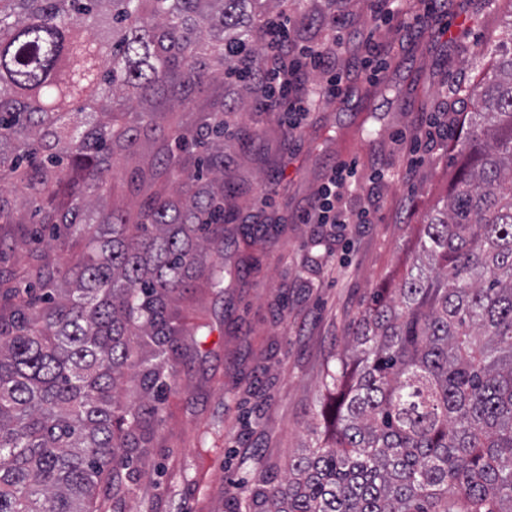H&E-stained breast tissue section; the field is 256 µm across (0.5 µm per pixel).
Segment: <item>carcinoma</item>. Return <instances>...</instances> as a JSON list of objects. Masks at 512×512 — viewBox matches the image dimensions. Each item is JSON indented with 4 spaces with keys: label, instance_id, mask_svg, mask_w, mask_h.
<instances>
[{
    "label": "carcinoma",
    "instance_id": "obj_1",
    "mask_svg": "<svg viewBox=\"0 0 512 512\" xmlns=\"http://www.w3.org/2000/svg\"><path fill=\"white\" fill-rule=\"evenodd\" d=\"M277 0H0V512H101L161 421L172 305L224 287V139L254 101ZM300 9L306 30L321 19ZM454 186L409 268L323 371L331 436L237 512H512V22ZM192 112V123L183 113ZM147 196L116 207L112 173ZM50 249L5 268L18 231ZM139 382V402L120 392Z\"/></svg>",
    "mask_w": 512,
    "mask_h": 512
}]
</instances>
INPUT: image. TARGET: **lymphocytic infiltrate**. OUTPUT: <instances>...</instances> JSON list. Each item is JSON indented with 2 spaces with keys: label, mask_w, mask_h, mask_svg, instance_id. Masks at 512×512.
<instances>
[{
  "label": "lymphocytic infiltrate",
  "mask_w": 512,
  "mask_h": 512,
  "mask_svg": "<svg viewBox=\"0 0 512 512\" xmlns=\"http://www.w3.org/2000/svg\"><path fill=\"white\" fill-rule=\"evenodd\" d=\"M334 32L332 44L309 42L306 38L295 39L290 33V18L274 20L263 31L266 52L261 66L262 81L255 95V109L259 112H280L288 119L289 128H296L297 118L310 111L316 96L341 98L346 92L345 76L336 66V51L344 49L359 61L364 71L379 76L385 63L378 44L372 36L357 37L348 33L344 18L329 17ZM321 73L325 81L321 88L309 87L312 73ZM454 117L442 113L426 119L423 135L411 137L405 146L410 166L420 165L426 154L439 140L446 138ZM356 174L352 163H340L333 168L327 181L318 189L315 202L301 220L306 224H371L375 212L364 207L354 213L336 209L334 202L341 189L351 184Z\"/></svg>",
  "instance_id": "lymphocytic-infiltrate-1"
}]
</instances>
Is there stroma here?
Here are the masks:
<instances>
[{"label": "stroma", "mask_w": 512, "mask_h": 512, "mask_svg": "<svg viewBox=\"0 0 512 512\" xmlns=\"http://www.w3.org/2000/svg\"><path fill=\"white\" fill-rule=\"evenodd\" d=\"M347 3L350 24L388 45V67L373 84L340 56L347 94L320 99L294 130L277 112L237 114L246 136L225 152L240 211L213 255L224 288L179 304L211 332L180 337L162 421L133 453L128 494L106 499V512H233L260 478L284 475L332 426L322 373L338 344L376 296H394L425 214L448 192L452 142L410 174L395 138L412 136L422 114L471 111L466 91L490 67L512 0H448L425 26L412 23L420 0H402L388 23L372 21L366 0ZM351 161L358 189L337 206L371 204L376 223H302L332 168ZM379 167L388 180H374Z\"/></svg>", "instance_id": "1"}]
</instances>
